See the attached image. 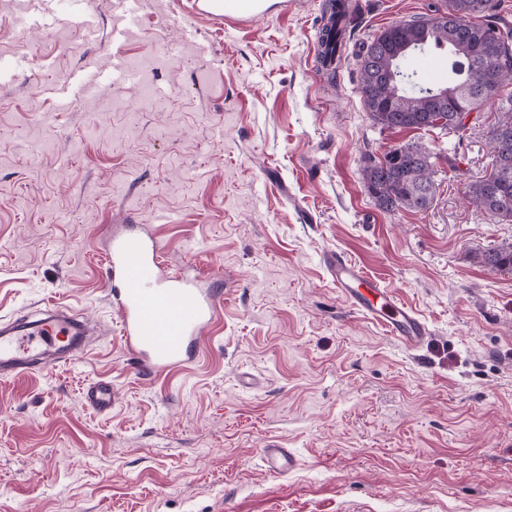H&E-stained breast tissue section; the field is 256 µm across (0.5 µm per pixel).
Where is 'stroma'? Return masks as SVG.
Masks as SVG:
<instances>
[{
  "label": "stroma",
  "mask_w": 512,
  "mask_h": 512,
  "mask_svg": "<svg viewBox=\"0 0 512 512\" xmlns=\"http://www.w3.org/2000/svg\"><path fill=\"white\" fill-rule=\"evenodd\" d=\"M337 85L315 69L323 0L228 29L186 0H0V323L42 300L96 332L59 369L0 378V512H512V220L465 198L489 173V101L460 134L384 130L359 56L444 0H359ZM418 145L424 211H385L364 156ZM151 225L168 264L222 276L193 364L124 350L99 254ZM381 277L429 325L413 350L353 311L324 259ZM111 380L93 414L82 389ZM250 379L251 388L241 385ZM296 464L270 475L263 448ZM486 266L498 270H512V243L490 248L482 254ZM84 404L99 415H106L112 410L116 394L112 383L105 379L89 382L83 389Z\"/></svg>",
  "instance_id": "1"
}]
</instances>
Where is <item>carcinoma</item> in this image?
<instances>
[{"mask_svg":"<svg viewBox=\"0 0 512 512\" xmlns=\"http://www.w3.org/2000/svg\"><path fill=\"white\" fill-rule=\"evenodd\" d=\"M407 48L390 62V48ZM432 48L448 51V84L431 85L409 59ZM364 107L382 129H431L432 109L448 111V131L464 128L463 118L512 83V26L496 0H445L433 15L388 26L359 61ZM490 174L467 185L469 199L490 218H512V112L503 113L488 138ZM364 185L379 207L426 210L434 198L430 155L414 145L392 148L376 159L364 157ZM485 265L512 270V243L482 254Z\"/></svg>","mask_w":512,"mask_h":512,"instance_id":"cac0c4a2","label":"carcinoma"}]
</instances>
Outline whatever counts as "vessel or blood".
Listing matches in <instances>:
<instances>
[{
    "label": "vessel or blood",
    "mask_w": 512,
    "mask_h": 512,
    "mask_svg": "<svg viewBox=\"0 0 512 512\" xmlns=\"http://www.w3.org/2000/svg\"><path fill=\"white\" fill-rule=\"evenodd\" d=\"M270 0H190L192 16L231 27L268 15ZM162 246L144 224L113 227L102 247L112 314L125 347L142 371L162 375L195 360L202 338L223 301L222 282H201L181 269H166ZM325 264L337 291L357 313L410 348L419 347L430 329L404 306L385 283L369 275L354 259L336 253ZM86 322L68 309L52 304L34 322H19L0 330V375L16 377L33 366L55 369L59 359H73L88 348ZM93 412L108 414L116 394L111 383L99 379L82 392ZM268 471L282 473L294 463L285 448H267Z\"/></svg>",
    "instance_id": "1"
}]
</instances>
